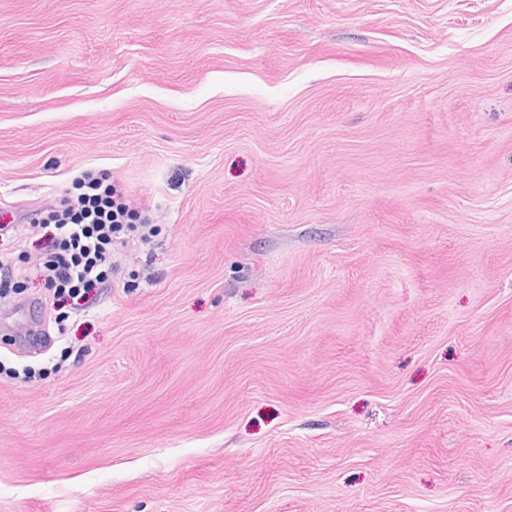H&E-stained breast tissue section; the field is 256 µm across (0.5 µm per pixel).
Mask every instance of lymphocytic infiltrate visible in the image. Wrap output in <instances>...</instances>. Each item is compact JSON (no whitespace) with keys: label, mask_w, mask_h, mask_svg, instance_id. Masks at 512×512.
<instances>
[{"label":"lymphocytic infiltrate","mask_w":512,"mask_h":512,"mask_svg":"<svg viewBox=\"0 0 512 512\" xmlns=\"http://www.w3.org/2000/svg\"><path fill=\"white\" fill-rule=\"evenodd\" d=\"M77 192L61 200L46 221L56 234L43 259V273L55 293L76 294L111 280L117 246L150 239L154 225L137 223L118 183L87 171L75 182Z\"/></svg>","instance_id":"obj_1"}]
</instances>
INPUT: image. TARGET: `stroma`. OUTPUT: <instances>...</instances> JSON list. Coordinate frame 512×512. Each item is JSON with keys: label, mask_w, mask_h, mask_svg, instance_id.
<instances>
[{"label": "stroma", "mask_w": 512, "mask_h": 512, "mask_svg": "<svg viewBox=\"0 0 512 512\" xmlns=\"http://www.w3.org/2000/svg\"><path fill=\"white\" fill-rule=\"evenodd\" d=\"M86 170L161 232L0 238V512H512V0H0V225ZM75 185L79 192L62 199L47 218L29 222L32 228L54 224L57 231L42 262L47 286L55 294L100 288L117 268V245L126 248L143 243L155 233L154 224H131L137 216L118 183L87 171Z\"/></svg>", "instance_id": "35a3bbf8"}]
</instances>
